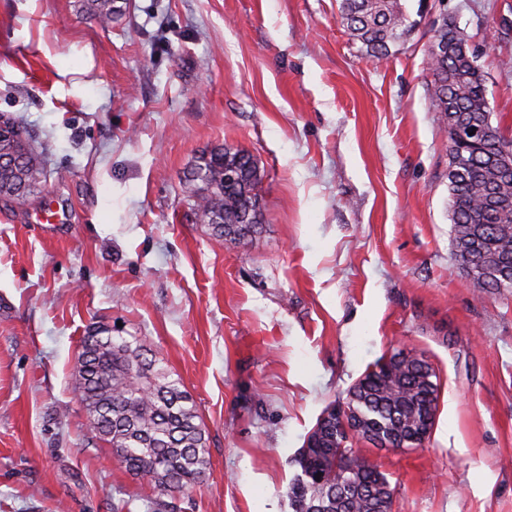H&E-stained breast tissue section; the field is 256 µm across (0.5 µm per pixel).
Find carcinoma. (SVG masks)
I'll use <instances>...</instances> for the list:
<instances>
[{
  "label": "carcinoma",
  "instance_id": "obj_1",
  "mask_svg": "<svg viewBox=\"0 0 512 512\" xmlns=\"http://www.w3.org/2000/svg\"><path fill=\"white\" fill-rule=\"evenodd\" d=\"M342 26L360 51L377 61L404 40L414 25L406 0H338ZM91 17L112 22L114 0H88ZM430 42L443 43L441 58L427 55L432 110L443 128L448 114L489 117L490 140L512 146V136L492 123L481 66L465 67L461 47L470 36L448 19L431 22ZM0 156L16 163L0 165V197L17 204L27 201L41 182L44 169L29 135L0 140ZM487 150L460 151L448 137V190L452 244L458 262L477 265L489 253L512 260V214L486 204L496 172L488 167ZM194 189L190 210L213 236L224 239V228L241 242L262 224L261 181L256 158L247 150L226 145L202 153L190 169ZM250 212L253 224L240 223ZM79 401L95 438L106 443L125 470L150 480L153 504L170 507L175 494L202 483L208 466L207 439L196 405L179 380L148 357L138 339L112 335L98 325L83 337L73 363ZM431 365L399 349L381 359L348 391L344 405L355 422L357 439L390 449L419 446L433 428L439 388ZM338 406L327 407L295 458L301 474L288 487L295 512H392L393 490L385 474L369 462L349 438L336 432Z\"/></svg>",
  "mask_w": 512,
  "mask_h": 512
}]
</instances>
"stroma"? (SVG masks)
I'll return each instance as SVG.
<instances>
[{"label": "stroma", "mask_w": 512, "mask_h": 512, "mask_svg": "<svg viewBox=\"0 0 512 512\" xmlns=\"http://www.w3.org/2000/svg\"><path fill=\"white\" fill-rule=\"evenodd\" d=\"M0 0V114L46 178L0 198V512H154L92 437L72 375L88 329L137 337L179 379L209 470L174 512H292L294 455L393 350L439 384L429 439L364 457L393 512H512V288L477 291L448 218V138L419 23L383 63L336 0ZM512 133V0H443ZM218 144L258 161L237 245L189 210Z\"/></svg>", "instance_id": "35a3bbf8"}]
</instances>
